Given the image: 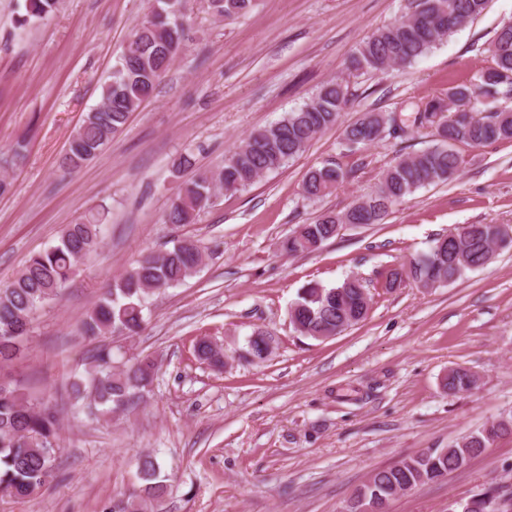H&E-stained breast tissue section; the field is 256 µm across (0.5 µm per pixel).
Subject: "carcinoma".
<instances>
[{"instance_id":"1","label":"carcinoma","mask_w":512,"mask_h":512,"mask_svg":"<svg viewBox=\"0 0 512 512\" xmlns=\"http://www.w3.org/2000/svg\"><path fill=\"white\" fill-rule=\"evenodd\" d=\"M184 0H150L146 19L131 38L134 48L123 53L112 69L102 103L88 112L74 131L61 160L67 173L96 158L126 127L130 115L150 98L182 50L186 31ZM488 0H410L401 19L372 32L351 58V68L378 74L393 66L409 65L467 26L487 8ZM252 0H208L212 15L232 20L246 14ZM57 9V0H22L17 22L29 26L43 21ZM488 63L469 81L448 87L417 112V128L431 130L432 144L389 165L376 189L342 212L324 211L283 241L291 255L311 253L337 236L336 225L379 224L390 208L417 190L445 183L459 172L463 157L459 146L479 148L499 141L512 142V108L498 104L512 98V26H501L487 47ZM347 80L322 84L310 102L259 129L224 156L222 166L203 172L185 183L171 200L163 222L175 227L195 223L222 190L236 193L260 177L278 171L301 155L323 131L338 122L350 101ZM391 112H363L344 127L346 142L371 146L385 133L396 130ZM350 170L341 161H326L311 168L303 182L307 198L331 195ZM105 211L91 212L62 230L58 242L32 254L17 274L0 284V373L21 355L29 340L34 314L55 300L79 270V264L101 248ZM512 242L509 228L501 224H467L455 236L434 240L429 251L414 259L408 270L391 268L384 288L391 290L406 275L420 286H447L464 274L489 264L496 247ZM163 251H143L107 288L78 326V333L98 340L107 336H136L143 329L144 310L162 290L176 286L205 262L206 251L198 241L176 237ZM363 284L347 278L326 288L311 284L298 295L288 317L296 332L316 340L335 337L365 319L369 311ZM272 333L253 330L239 358L247 363L267 358ZM197 358L224 365V349L206 337L194 347ZM156 364L148 354L127 360L114 358L112 346L98 347L89 367L72 384L75 404L95 418L125 413L143 397L153 381ZM477 376L466 369L448 372V394L468 392ZM60 422L50 401L32 397L15 382L0 390V493L31 499L51 480L60 451ZM512 434V411L501 414L481 429L462 437L451 448H428L401 460L394 467L371 474L351 497L357 501L380 493L391 499L406 484H425L462 469L470 460ZM138 490L112 500L105 512H149L168 491L170 473L153 455L137 462Z\"/></svg>"}]
</instances>
